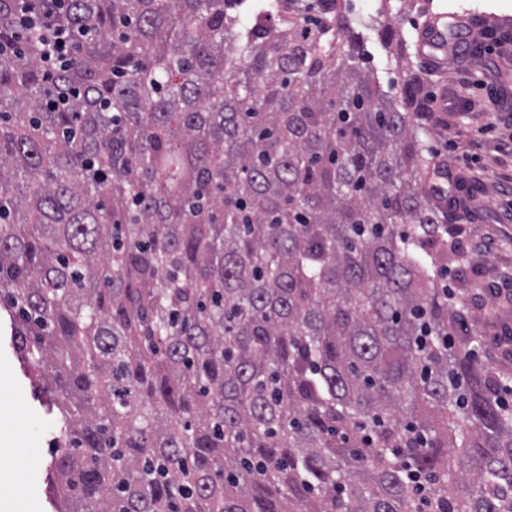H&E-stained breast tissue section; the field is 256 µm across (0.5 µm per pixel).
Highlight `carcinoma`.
Returning <instances> with one entry per match:
<instances>
[{
    "label": "carcinoma",
    "mask_w": 512,
    "mask_h": 512,
    "mask_svg": "<svg viewBox=\"0 0 512 512\" xmlns=\"http://www.w3.org/2000/svg\"><path fill=\"white\" fill-rule=\"evenodd\" d=\"M371 57L352 0H0V305L57 512H512L421 81ZM70 41L69 31L53 29L47 39L48 50L43 62L51 68L53 65L58 64L61 60L60 58L68 53Z\"/></svg>",
    "instance_id": "cac0c4a2"
}]
</instances>
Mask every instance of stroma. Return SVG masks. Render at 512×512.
<instances>
[{
	"mask_svg": "<svg viewBox=\"0 0 512 512\" xmlns=\"http://www.w3.org/2000/svg\"><path fill=\"white\" fill-rule=\"evenodd\" d=\"M449 0H394L390 16L381 13L382 0H355L363 19L357 28L369 39L386 21L416 33L425 12H444ZM512 57V42L492 45L483 56L463 50L448 56V94L453 107L430 113L429 144L437 162L449 175L461 178L465 195L458 223L462 261L448 264V283L456 292V306L467 317L477 338L478 361L512 374V303L500 294L512 289V78L498 75L502 57ZM494 249L485 252L484 241ZM0 449L30 448L31 461L0 458V477L9 481L0 490L27 499L29 512H56L48 492L47 464L54 453V422L31 381L22 373L10 340L0 335ZM38 414L40 424L20 427L17 404Z\"/></svg>",
	"mask_w": 512,
	"mask_h": 512,
	"instance_id": "1",
	"label": "stroma"
}]
</instances>
